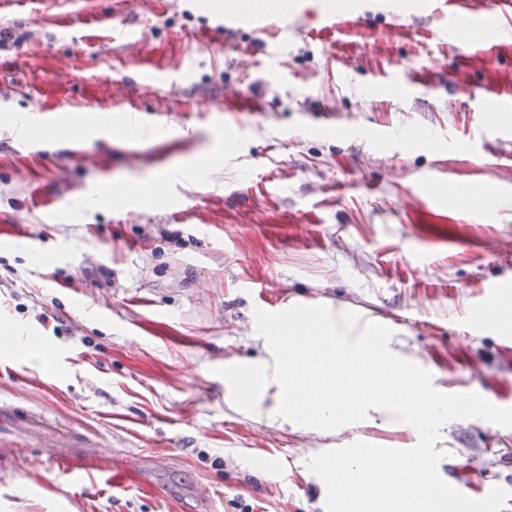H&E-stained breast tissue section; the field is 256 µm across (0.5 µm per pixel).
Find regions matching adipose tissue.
Returning <instances> with one entry per match:
<instances>
[{"mask_svg":"<svg viewBox=\"0 0 512 512\" xmlns=\"http://www.w3.org/2000/svg\"><path fill=\"white\" fill-rule=\"evenodd\" d=\"M125 122V116L109 112L67 116L40 127L38 142L47 149L84 146ZM223 167L219 139L207 152L161 168L135 186L115 184L112 196L136 204L144 198L161 202L176 181L207 191ZM310 325L319 340H302ZM255 340L260 357L224 361V400L243 417L320 436L342 434L356 423L396 427L412 440L409 454L383 447L312 454L311 468L326 496H337L338 477L354 474L357 483L341 497L345 512H443L440 502L414 487L413 470L416 457L428 455L429 444L448 425V386L402 353L390 326L347 309L308 306L261 323ZM415 394L420 403H412Z\"/></svg>","mask_w":512,"mask_h":512,"instance_id":"obj_1","label":"adipose tissue"}]
</instances>
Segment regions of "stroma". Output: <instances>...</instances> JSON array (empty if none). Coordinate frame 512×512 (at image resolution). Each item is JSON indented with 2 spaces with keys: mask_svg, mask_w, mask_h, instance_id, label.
Listing matches in <instances>:
<instances>
[{
  "mask_svg": "<svg viewBox=\"0 0 512 512\" xmlns=\"http://www.w3.org/2000/svg\"><path fill=\"white\" fill-rule=\"evenodd\" d=\"M216 0H79L0 11L22 35L0 51V401L66 444L0 429V512H326L315 449L374 448L404 433L352 426L340 438L253 422L224 403V360L257 357L254 326L321 302L389 323L406 354L450 386L504 408L498 423L455 412L437 446L439 491L462 458L479 465L491 512H512V344L465 334L487 288L512 280V121L459 95L512 103V36L465 30L459 50L401 0H346L321 32L322 0H288L287 33L224 30ZM137 33L113 37L114 19ZM288 71L275 76L268 44ZM164 81L139 88L141 72ZM59 106L138 114L163 141L100 139L54 151L5 124ZM230 143L219 185H173L166 202L76 195L139 180ZM427 141L415 140V132ZM494 188L472 213L442 187ZM40 343L56 371L21 360ZM84 480L63 478L64 465Z\"/></svg>",
  "mask_w": 512,
  "mask_h": 512,
  "instance_id": "35a3bbf8",
  "label": "stroma"
}]
</instances>
